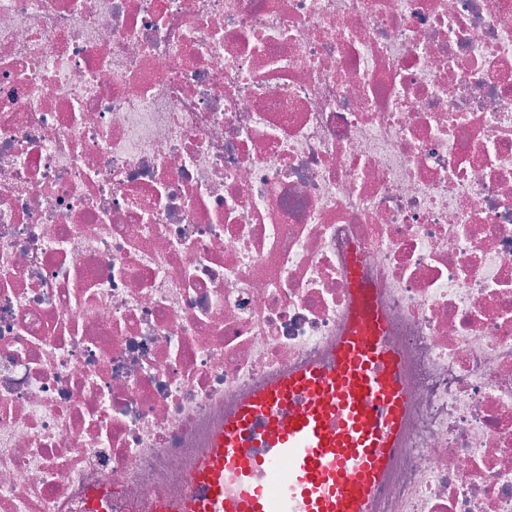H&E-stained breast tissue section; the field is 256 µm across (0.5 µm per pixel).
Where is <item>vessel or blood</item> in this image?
Instances as JSON below:
<instances>
[{
  "label": "vessel or blood",
  "mask_w": 512,
  "mask_h": 512,
  "mask_svg": "<svg viewBox=\"0 0 512 512\" xmlns=\"http://www.w3.org/2000/svg\"><path fill=\"white\" fill-rule=\"evenodd\" d=\"M327 362L289 371L245 397L214 434L188 487L156 512H368L402 424L401 354L383 303L359 277ZM300 410L282 425L290 404Z\"/></svg>",
  "instance_id": "1"
}]
</instances>
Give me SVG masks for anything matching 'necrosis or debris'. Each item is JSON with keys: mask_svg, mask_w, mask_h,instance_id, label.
I'll list each match as a JSON object with an SVG mask.
<instances>
[{"mask_svg": "<svg viewBox=\"0 0 512 512\" xmlns=\"http://www.w3.org/2000/svg\"><path fill=\"white\" fill-rule=\"evenodd\" d=\"M377 288L370 512H512V0H0V512H155Z\"/></svg>", "mask_w": 512, "mask_h": 512, "instance_id": "obj_1", "label": "necrosis or debris"}]
</instances>
